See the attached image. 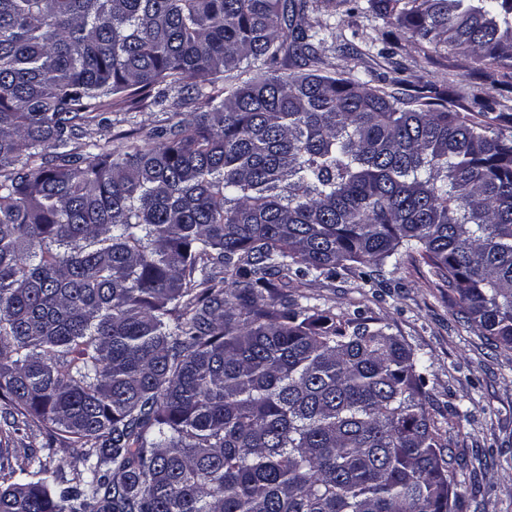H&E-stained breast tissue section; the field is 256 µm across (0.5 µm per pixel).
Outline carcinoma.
Returning <instances> with one entry per match:
<instances>
[{
  "label": "carcinoma",
  "mask_w": 512,
  "mask_h": 512,
  "mask_svg": "<svg viewBox=\"0 0 512 512\" xmlns=\"http://www.w3.org/2000/svg\"><path fill=\"white\" fill-rule=\"evenodd\" d=\"M512 84V0H370ZM308 0H0V398L83 449L0 512H463L425 369L288 279L420 256L512 350V115L321 73ZM187 117L119 152L112 113ZM222 268V277L213 268ZM165 109L162 107H147L137 109L132 114H126L125 117L129 118L127 122L116 123L113 121L110 130L101 131L97 126L92 125L87 128L83 140H105L109 142V148L112 151L120 150L124 145V139L120 136L125 131L137 129L141 136H145L152 128L169 122H176L183 116H176L175 112L187 113L189 109L183 108L178 103L177 92L172 91L169 93L168 101H166Z\"/></svg>",
  "instance_id": "cac0c4a2"
}]
</instances>
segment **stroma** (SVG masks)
Here are the masks:
<instances>
[{
	"mask_svg": "<svg viewBox=\"0 0 512 512\" xmlns=\"http://www.w3.org/2000/svg\"><path fill=\"white\" fill-rule=\"evenodd\" d=\"M305 19L335 31L319 49L323 73L361 79L406 99L432 92L461 112L474 108L479 96L512 113V92L483 81L463 64L427 63L406 41L394 55H383L390 24L372 11L369 0H311ZM180 109L173 92L165 107L138 109L108 130L90 126L85 137L107 141L116 151L124 144L123 132L147 133ZM293 295L301 305L340 316L364 311L407 344L428 367L430 411L459 461L455 481L464 512H512V351L495 347L461 321L447 287L428 266L408 261L397 271L385 267L382 277L371 280L344 272L333 280L304 282ZM10 411L0 400V446L9 450L1 465H17L32 452L66 477L82 470L77 448L43 429L7 426Z\"/></svg>",
	"mask_w": 512,
	"mask_h": 512,
	"instance_id": "stroma-1",
	"label": "stroma"
}]
</instances>
